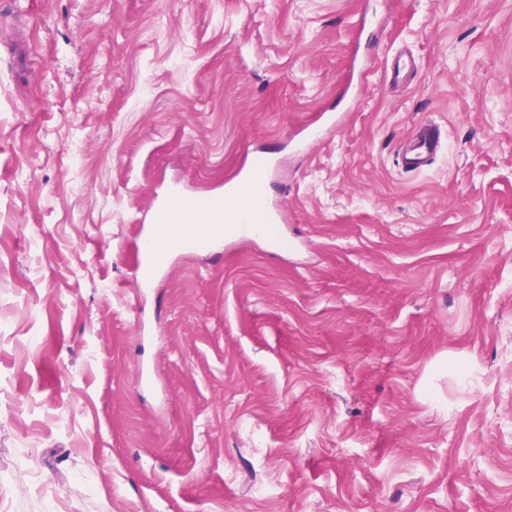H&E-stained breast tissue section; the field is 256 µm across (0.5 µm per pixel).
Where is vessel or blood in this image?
Masks as SVG:
<instances>
[{
    "instance_id": "obj_1",
    "label": "vessel or blood",
    "mask_w": 512,
    "mask_h": 512,
    "mask_svg": "<svg viewBox=\"0 0 512 512\" xmlns=\"http://www.w3.org/2000/svg\"><path fill=\"white\" fill-rule=\"evenodd\" d=\"M414 70L413 58L400 54L387 71L388 81L408 84ZM443 145L440 128L421 123L402 143L399 162L405 170L423 171ZM268 171L266 162L256 158L228 183L225 193L203 196L173 191L154 200L151 225L138 245V287H152L156 275L168 268L175 256L204 249L221 252L225 228H233L247 239L263 235L269 224L287 221L286 207H272L266 195Z\"/></svg>"
}]
</instances>
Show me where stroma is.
Returning <instances> with one entry per match:
<instances>
[{
  "label": "stroma",
  "mask_w": 512,
  "mask_h": 512,
  "mask_svg": "<svg viewBox=\"0 0 512 512\" xmlns=\"http://www.w3.org/2000/svg\"><path fill=\"white\" fill-rule=\"evenodd\" d=\"M253 150L287 248L139 298ZM0 386V512H512V0H0ZM414 59L407 53H401L391 68H387L389 84L407 85L414 73ZM444 146L440 128L429 122L421 123L402 143L399 163L407 171L420 172L429 167Z\"/></svg>",
  "instance_id": "1"
}]
</instances>
